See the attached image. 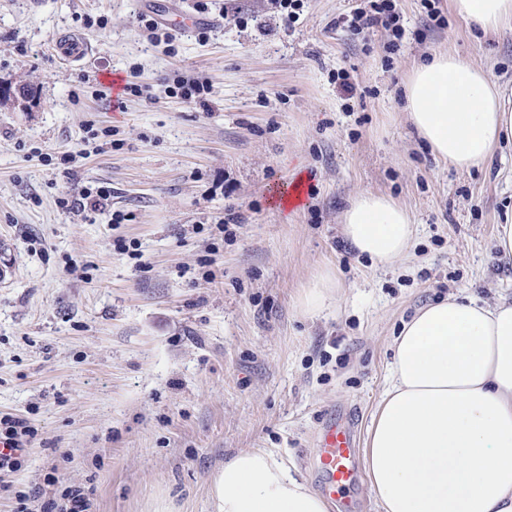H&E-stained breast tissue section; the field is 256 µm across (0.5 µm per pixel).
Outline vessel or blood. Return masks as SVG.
<instances>
[{
	"label": "vessel or blood",
	"mask_w": 512,
	"mask_h": 512,
	"mask_svg": "<svg viewBox=\"0 0 512 512\" xmlns=\"http://www.w3.org/2000/svg\"><path fill=\"white\" fill-rule=\"evenodd\" d=\"M357 435L346 414H332L323 425L311 458L313 471L322 477V492L339 501L343 512H350L348 494L359 481Z\"/></svg>",
	"instance_id": "obj_1"
}]
</instances>
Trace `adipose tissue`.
Masks as SVG:
<instances>
[{
	"label": "adipose tissue",
	"mask_w": 512,
	"mask_h": 512,
	"mask_svg": "<svg viewBox=\"0 0 512 512\" xmlns=\"http://www.w3.org/2000/svg\"><path fill=\"white\" fill-rule=\"evenodd\" d=\"M485 36L512 29V0H450ZM408 119L437 159L459 171L487 166L512 140V99L471 59L434 55L405 86ZM342 234L375 262L403 258L410 213L364 192ZM382 512H512V301L451 296L425 305L394 339L390 376L365 441ZM214 512H329L327 501L266 448L225 460L210 484Z\"/></svg>",
	"instance_id": "adipose-tissue-1"
}]
</instances>
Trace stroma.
<instances>
[{
	"label": "stroma",
	"instance_id": "1",
	"mask_svg": "<svg viewBox=\"0 0 512 512\" xmlns=\"http://www.w3.org/2000/svg\"><path fill=\"white\" fill-rule=\"evenodd\" d=\"M358 0H304L284 24L272 0H0V416L37 430L13 494L30 512L63 489L90 512H213L210 481L245 448H270L311 489L308 455L328 411L366 437L393 340L421 306L456 294L512 298L493 248L512 210V145L490 166L437 161L406 119L414 62L458 52L512 93V32L493 39L437 0H400L408 36L387 54L342 20ZM197 18L173 46L146 17ZM83 44L79 60L58 46ZM349 71L354 94L336 83ZM140 85L110 107L101 74ZM212 85L208 107L169 96ZM111 190V214L60 206ZM411 212L406 258L381 266L340 230L353 196ZM240 217L233 238L219 225ZM139 244V258L118 241ZM340 286L306 312L323 268ZM167 89L171 96L180 97L203 107L208 105L207 96L211 93V86L208 83L184 78L174 80L173 86H168Z\"/></svg>",
	"mask_w": 512,
	"mask_h": 512
}]
</instances>
